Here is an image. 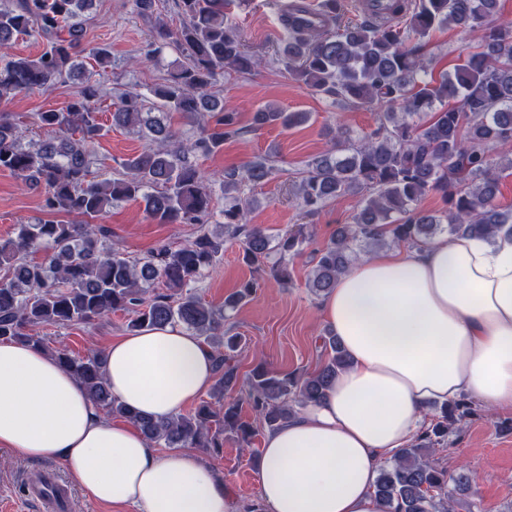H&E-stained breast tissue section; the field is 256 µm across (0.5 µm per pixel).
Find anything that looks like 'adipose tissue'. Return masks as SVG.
Instances as JSON below:
<instances>
[{"mask_svg":"<svg viewBox=\"0 0 512 512\" xmlns=\"http://www.w3.org/2000/svg\"><path fill=\"white\" fill-rule=\"evenodd\" d=\"M321 313L350 364L266 434L264 512H385L379 469L412 443L428 405L465 396L512 410V237L441 235L374 253L338 278ZM104 355L113 396L156 419L214 383L211 349L178 325L124 336ZM0 448L58 461L88 499L123 512H241L195 450L159 453L132 422L103 417L53 356L13 341L0 342Z\"/></svg>","mask_w":512,"mask_h":512,"instance_id":"obj_1","label":"adipose tissue"}]
</instances>
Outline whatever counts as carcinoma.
I'll return each mask as SVG.
<instances>
[{"instance_id": "cac0c4a2", "label": "carcinoma", "mask_w": 512, "mask_h": 512, "mask_svg": "<svg viewBox=\"0 0 512 512\" xmlns=\"http://www.w3.org/2000/svg\"><path fill=\"white\" fill-rule=\"evenodd\" d=\"M94 0H0V100L34 93L83 68L78 61L84 27ZM248 0H175L181 19L171 28L156 20L140 48L137 63L155 62L172 45L180 60L171 76L152 90V106L135 89L113 103L112 124L148 140L119 162L116 176L91 177V146L103 136L97 102L100 83L86 84L65 109L36 112L32 126L45 140L22 144L23 132L0 113V170L9 171L42 197L48 214H74L81 224L40 219L20 224L0 239V339L35 347L38 325L90 324L115 312L130 313L127 328L177 324L206 341L214 355L216 379L210 400L193 412L170 419L140 414L112 396L104 354L84 357L62 347L53 351L61 366L84 386L95 408L133 422L151 442L167 448H201L213 455L233 437L250 445L258 428L272 430L303 406L323 398L336 374L349 365L337 337L322 336L326 359L315 372L298 375L255 366L247 377L246 402L259 427L241 419L240 383L235 353L242 337L224 331L229 313L273 280L291 282L289 263L301 255L311 234L302 224L271 237L247 221L252 201L247 190L275 174L267 156L224 171L221 181L224 221L212 216V176L200 159L224 149L242 133L236 112L212 92L224 73L249 75L262 59L247 51L231 7ZM499 0H368L359 18L340 25L343 0H320L315 24L281 15L285 36L276 62L316 95L377 112L375 127L358 139L336 125L325 153L309 161L297 184L307 216L344 195L358 196L353 222L337 228L313 257L308 288L327 294L360 253L403 244L421 247L442 233L493 241L512 236V207L498 201L500 180L512 173V21L501 16ZM405 20L401 26L393 16ZM439 28H454L478 41V50L431 77L427 38ZM29 36L45 44L36 57L11 53L15 40ZM177 112L195 128L184 140L167 123ZM430 119L419 123L421 114ZM253 126L288 129L309 120L265 104L253 113ZM500 151L499 161L490 156ZM436 192L448 203L440 216L418 209ZM143 198L158 224H201L200 233L179 246L163 244L144 260H132L112 247L108 230L95 219L112 205ZM237 242L243 261L261 272L224 300L206 304L195 284L215 265L224 243ZM43 252L39 261L28 258ZM277 260L269 265L271 253ZM474 413L457 399L439 407L431 428L418 442L381 466L375 493L388 512H449L452 493L468 486L462 474L430 460L462 418Z\"/></svg>"}]
</instances>
